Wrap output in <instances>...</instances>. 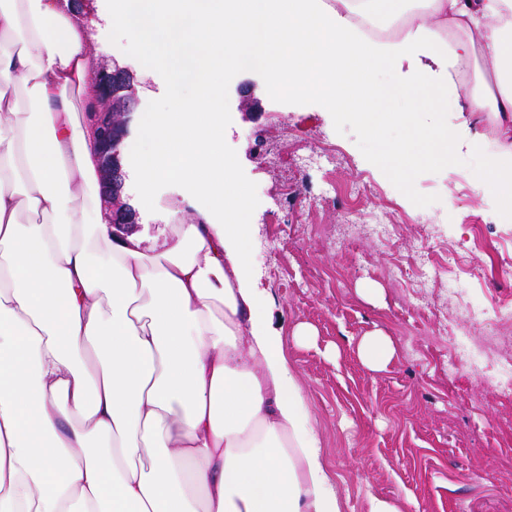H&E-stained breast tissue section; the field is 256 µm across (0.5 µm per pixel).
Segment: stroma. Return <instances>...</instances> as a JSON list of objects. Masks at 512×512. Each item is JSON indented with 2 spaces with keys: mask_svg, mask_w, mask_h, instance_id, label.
Here are the masks:
<instances>
[{
  "mask_svg": "<svg viewBox=\"0 0 512 512\" xmlns=\"http://www.w3.org/2000/svg\"><path fill=\"white\" fill-rule=\"evenodd\" d=\"M89 32L91 66L133 65L111 23ZM265 86L261 71L225 68L224 153L250 188L254 278L299 375L309 425L344 495L343 512H368L373 497L405 502L408 512H512V407L481 382L491 362L454 375L444 367L437 350L454 325L453 305L446 288L421 292L411 254L425 248L430 263L447 265L474 302L512 300V283L469 274L512 257V208L483 192L485 157L462 152L445 165L432 143L409 140L411 125L461 122L456 94L448 96L446 116L428 110L409 121V103L396 101L397 119L374 135L356 112L332 110L319 95ZM246 89L260 103L250 115L239 108ZM326 144L345 153L344 167L330 175L296 168L292 153ZM262 154L273 163H259ZM331 181L363 185L356 222L383 220L395 225V238H365L350 254L320 250V241L344 228L340 204L324 193ZM288 183L298 186L289 200ZM152 192L156 210L139 212L129 230L149 254L175 236L193 195L178 179L157 181ZM275 236L277 255L267 247ZM368 288L375 296H365ZM301 324L313 330L309 342L293 338ZM376 331L398 348L380 372L369 371L358 352L361 338Z\"/></svg>",
  "mask_w": 512,
  "mask_h": 512,
  "instance_id": "35a3bbf8",
  "label": "stroma"
}]
</instances>
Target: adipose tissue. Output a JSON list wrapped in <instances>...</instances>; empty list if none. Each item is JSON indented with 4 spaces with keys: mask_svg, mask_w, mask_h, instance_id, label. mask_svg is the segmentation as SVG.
<instances>
[{
    "mask_svg": "<svg viewBox=\"0 0 512 512\" xmlns=\"http://www.w3.org/2000/svg\"><path fill=\"white\" fill-rule=\"evenodd\" d=\"M365 17L405 25L375 38ZM107 19L143 71L169 74L165 109L130 143L139 205L178 177L198 214L153 255L113 236L71 98L90 35L63 0H0V512H342L250 271V191L224 155L218 75L260 70L269 90L365 116L392 96L426 106L473 63L492 82L469 110L492 103V134H412L443 160L489 152L483 187L512 206V0H112ZM405 64L412 80L378 82Z\"/></svg>",
    "mask_w": 512,
    "mask_h": 512,
    "instance_id": "adipose-tissue-1",
    "label": "adipose tissue"
}]
</instances>
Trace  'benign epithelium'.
Returning a JSON list of instances; mask_svg holds the SVG:
<instances>
[{"instance_id":"1","label":"benign epithelium","mask_w":512,"mask_h":512,"mask_svg":"<svg viewBox=\"0 0 512 512\" xmlns=\"http://www.w3.org/2000/svg\"><path fill=\"white\" fill-rule=\"evenodd\" d=\"M146 84V78L137 77L130 67L115 62L112 68H102L94 76L90 124L102 175L116 190L122 188L126 179L122 167L123 148L139 104V91ZM134 221L135 214L128 203L112 205L109 223L113 224V230Z\"/></svg>"}]
</instances>
